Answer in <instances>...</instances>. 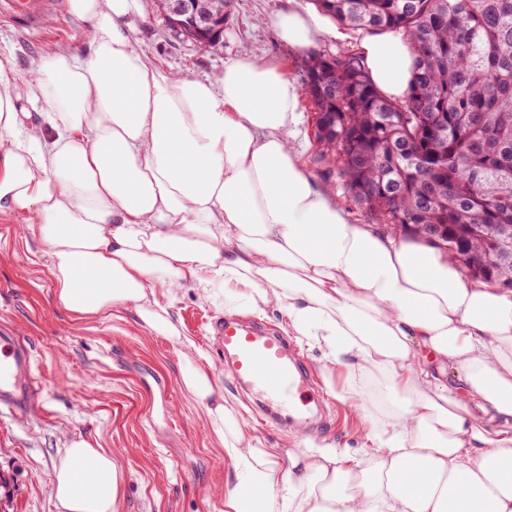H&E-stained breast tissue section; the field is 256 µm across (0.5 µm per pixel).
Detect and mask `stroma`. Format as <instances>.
Instances as JSON below:
<instances>
[{"mask_svg":"<svg viewBox=\"0 0 512 512\" xmlns=\"http://www.w3.org/2000/svg\"><path fill=\"white\" fill-rule=\"evenodd\" d=\"M313 10L312 0H232L224 9V41L205 51L169 26L155 0H137L130 21L137 47L163 68L191 78L221 72L224 63L247 53L283 63L302 80L303 55L282 42L273 18L289 4ZM89 34L71 14L51 15L30 31L0 20V63L14 74L57 49L87 45ZM303 122L293 145L319 184L328 187L355 224L371 218L344 193L335 173L314 165L313 106L301 97ZM41 244L22 225L0 219V330L24 336L40 376L42 400L22 421L0 418V475L12 497L11 512H57L50 494L54 466L70 440L84 438L107 449L124 472L119 512H224V489L235 475L224 448L212 437L203 405L180 387V366L192 359L215 376L234 404L245 440H260L280 458L304 441L356 453L366 445V411L339 400L346 378L326 364L318 348L297 347L319 380V395L331 416L327 429L301 433L259 422L250 397L224 370L222 353L206 334V323L227 315L223 302L198 289L158 290L182 331L173 343L140 325L134 308L79 319L58 308Z\"/></svg>","mask_w":512,"mask_h":512,"instance_id":"obj_1","label":"stroma"}]
</instances>
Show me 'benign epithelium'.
<instances>
[{"instance_id": "obj_1", "label": "benign epithelium", "mask_w": 512, "mask_h": 512, "mask_svg": "<svg viewBox=\"0 0 512 512\" xmlns=\"http://www.w3.org/2000/svg\"><path fill=\"white\" fill-rule=\"evenodd\" d=\"M170 25L195 44L217 47L224 37L223 0H160Z\"/></svg>"}]
</instances>
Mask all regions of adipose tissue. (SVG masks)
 I'll return each instance as SVG.
<instances>
[{"instance_id":"adipose-tissue-1","label":"adipose tissue","mask_w":512,"mask_h":512,"mask_svg":"<svg viewBox=\"0 0 512 512\" xmlns=\"http://www.w3.org/2000/svg\"><path fill=\"white\" fill-rule=\"evenodd\" d=\"M87 49L41 56L30 78L0 66V214L21 219L49 256L57 306L79 317L134 306L150 332L180 341L157 289L235 291L346 368L342 399L368 380L399 401L371 415L372 452L333 446L280 463L246 441L214 376L193 362L180 386L205 404L243 482L224 512H512V289L468 278L416 236L351 223L291 143L301 89L247 54L193 79L135 44L136 0H69ZM273 24L298 51L332 32L290 10ZM359 55L388 97L403 98L417 55L400 33L373 30ZM45 104L26 123L22 95ZM123 471L77 438L54 467L58 512H118ZM285 484L287 507L273 489Z\"/></svg>"}]
</instances>
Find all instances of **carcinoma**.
Here are the masks:
<instances>
[{
	"label": "carcinoma",
	"mask_w": 512,
	"mask_h": 512,
	"mask_svg": "<svg viewBox=\"0 0 512 512\" xmlns=\"http://www.w3.org/2000/svg\"><path fill=\"white\" fill-rule=\"evenodd\" d=\"M356 29L393 30L418 54L408 94L387 98L359 55L311 53L304 83L323 125L314 161L377 224L447 236L468 276L512 280V0H313Z\"/></svg>",
	"instance_id": "carcinoma-1"
}]
</instances>
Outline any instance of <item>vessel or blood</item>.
<instances>
[{
    "instance_id": "obj_1",
    "label": "vessel or blood",
    "mask_w": 512,
    "mask_h": 512,
    "mask_svg": "<svg viewBox=\"0 0 512 512\" xmlns=\"http://www.w3.org/2000/svg\"><path fill=\"white\" fill-rule=\"evenodd\" d=\"M61 0H0V15L38 30L49 11L62 10ZM213 334L234 380L274 408L280 420H301L299 400L317 380L288 339L266 324L219 318ZM38 395L31 350L19 337L0 333V413H30Z\"/></svg>"
}]
</instances>
